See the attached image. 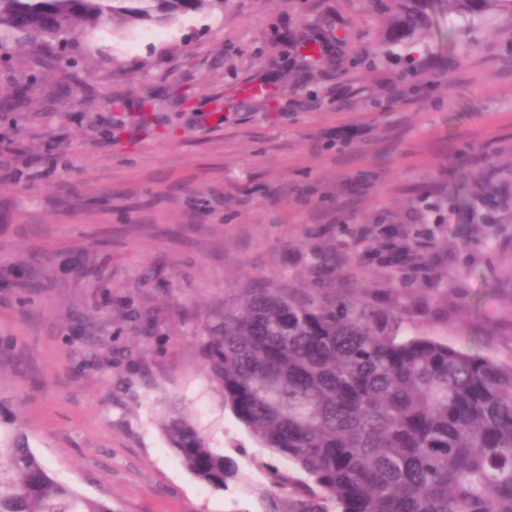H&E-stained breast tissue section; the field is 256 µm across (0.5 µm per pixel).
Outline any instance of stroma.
Wrapping results in <instances>:
<instances>
[{
  "label": "stroma",
  "mask_w": 512,
  "mask_h": 512,
  "mask_svg": "<svg viewBox=\"0 0 512 512\" xmlns=\"http://www.w3.org/2000/svg\"><path fill=\"white\" fill-rule=\"evenodd\" d=\"M151 30L83 38L79 95L73 72L0 62L29 86L0 118V271L27 279L0 280V420L113 512H265L255 472L290 464L225 408L200 355L210 311L244 285L311 287L346 226L406 222L426 185L452 215L436 279L399 289L354 245L349 294L512 368V11L434 10L389 61L364 0H226ZM320 40L305 66L294 44ZM259 84L276 109L244 94ZM489 168L503 205L485 242L467 201ZM172 404L243 481L216 491L184 467L161 427Z\"/></svg>",
  "instance_id": "stroma-1"
}]
</instances>
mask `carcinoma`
<instances>
[{"label":"carcinoma","mask_w":512,"mask_h":512,"mask_svg":"<svg viewBox=\"0 0 512 512\" xmlns=\"http://www.w3.org/2000/svg\"><path fill=\"white\" fill-rule=\"evenodd\" d=\"M498 5L512 0H370L395 41L427 30L431 7ZM222 11L224 0H0V50L32 69L70 67L64 33ZM338 288L351 285L247 286L204 325L201 356L224 406L293 465L269 468L267 512H512V370L407 332L400 308ZM163 431L207 486L241 479L182 413L168 411ZM0 512H112V502L56 478L17 427L0 431Z\"/></svg>","instance_id":"carcinoma-1"}]
</instances>
